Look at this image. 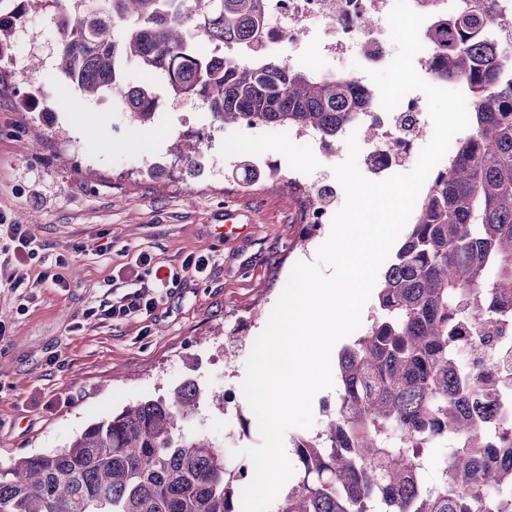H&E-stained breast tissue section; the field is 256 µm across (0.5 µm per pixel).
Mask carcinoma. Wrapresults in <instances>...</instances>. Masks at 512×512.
<instances>
[{"label":"carcinoma","mask_w":512,"mask_h":512,"mask_svg":"<svg viewBox=\"0 0 512 512\" xmlns=\"http://www.w3.org/2000/svg\"><path fill=\"white\" fill-rule=\"evenodd\" d=\"M55 0L57 68L84 95L126 101L150 123L156 81L199 98L220 126L317 130L334 140L364 98L354 75H317L260 58L237 71L208 45L258 36L257 0ZM43 0H0V46ZM472 4L424 33L432 76L463 86L470 130L417 204L387 266L370 327L338 355L339 401L316 436L294 443L298 476L270 512H512V424L486 408L500 384L454 354L463 333L479 360L504 335L512 302V61ZM135 65L141 83L130 86ZM189 380L88 425L64 447L0 467V512H242L253 469H227L206 435L181 423L201 400ZM451 440L437 481L422 483L428 448Z\"/></svg>","instance_id":"obj_1"}]
</instances>
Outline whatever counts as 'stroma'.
<instances>
[{
	"instance_id": "1",
	"label": "stroma",
	"mask_w": 512,
	"mask_h": 512,
	"mask_svg": "<svg viewBox=\"0 0 512 512\" xmlns=\"http://www.w3.org/2000/svg\"><path fill=\"white\" fill-rule=\"evenodd\" d=\"M11 37L27 52L0 57V212L42 249L22 267L14 242L0 238V463L63 447L87 425L191 380L204 395L198 416L233 466L235 451L260 435L241 389L250 349L228 360L226 347L263 331L294 265L315 262L331 227L301 223L287 183L254 194L232 174L241 160H270L331 180L336 158L263 126L219 128L199 99L163 98L153 123L134 128L109 96H83L58 71L54 8L30 13ZM228 204L259 214L230 241ZM107 240L108 256L76 250ZM141 251L174 271L192 253L213 264L177 282L152 315L87 318ZM53 269L65 287L42 282ZM20 274L33 293L12 288Z\"/></svg>"
}]
</instances>
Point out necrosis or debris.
Instances as JSON below:
<instances>
[{
	"label": "necrosis or debris",
	"instance_id": "1",
	"mask_svg": "<svg viewBox=\"0 0 512 512\" xmlns=\"http://www.w3.org/2000/svg\"><path fill=\"white\" fill-rule=\"evenodd\" d=\"M396 0H258L262 21L261 39L257 47L248 49L234 40L215 49L214 58L240 70L249 69L254 56L287 57L289 64L305 66L303 55H283L284 41L294 43L315 31L325 36L323 50L332 56L339 52H358L363 70L386 63L390 57L388 15ZM373 18L372 26H364L365 18ZM426 129L425 109L420 96L406 94L393 110H385L377 90H369L366 105L356 120L344 127L340 141L351 135L366 143L361 152L365 171L376 177H388L414 158ZM272 175H283L297 191L301 221L305 224L330 223L335 212V185L311 175L280 166L269 165Z\"/></svg>",
	"mask_w": 512,
	"mask_h": 512
}]
</instances>
